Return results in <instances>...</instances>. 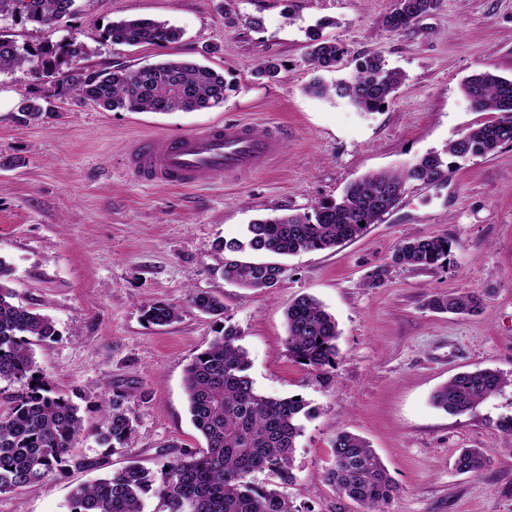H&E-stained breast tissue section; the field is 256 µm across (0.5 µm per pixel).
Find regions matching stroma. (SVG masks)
Returning a JSON list of instances; mask_svg holds the SVG:
<instances>
[{
  "label": "stroma",
  "mask_w": 512,
  "mask_h": 512,
  "mask_svg": "<svg viewBox=\"0 0 512 512\" xmlns=\"http://www.w3.org/2000/svg\"><path fill=\"white\" fill-rule=\"evenodd\" d=\"M77 12L54 29L6 21L19 44L76 41L86 56L75 67L120 64L132 69L164 58L188 59L232 83L224 103L197 112L106 111L59 92L45 123L14 115L25 97L47 85L30 68L0 75V256L14 267L18 302L49 315L53 341L34 358L48 381L80 407L86 433L73 443L68 467L39 489L0 494V512H69V496L104 472L138 461L159 472L170 457L204 441L191 423L184 372L222 326L238 331L256 389L299 396L301 418L292 472L280 485L253 473L257 488L280 489L297 512H357L325 481L332 441L345 429L365 438L400 493L388 512H512V385L475 412L451 415L430 396L457 373L493 369L512 378V143L490 156H447L450 140L468 127L497 120L475 111L463 80L490 70L512 78V0H442L408 27L383 18L391 0H76ZM120 18H148L182 30L166 48L105 41ZM337 42L342 63L326 81L350 77L369 54H381L404 82L391 103L364 112L347 100L307 93L314 74L305 59L313 37ZM277 78L258 76L265 60ZM247 121L281 126L285 152L243 180L217 176L178 188L142 182L128 149L154 135L198 133ZM434 152L445 157L443 179L411 184L397 207L350 242L323 251L244 261H276L282 275L271 290L225 280L224 244L243 239L258 216L309 213L336 199L353 180L402 168ZM448 236L443 264H393L403 239ZM380 284L371 285L375 270ZM218 297L224 313L203 314L190 290ZM483 292L482 313L455 317L424 307L430 293ZM307 294L336 319V368L322 375L289 356L285 309ZM153 303L179 308L168 326L149 323ZM131 390L135 431L129 446L109 449L89 430L96 402L113 388ZM487 449L480 474L454 468L458 449Z\"/></svg>",
  "instance_id": "stroma-1"
}]
</instances>
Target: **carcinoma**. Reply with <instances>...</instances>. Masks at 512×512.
Here are the masks:
<instances>
[{"instance_id":"obj_1","label":"carcinoma","mask_w":512,"mask_h":512,"mask_svg":"<svg viewBox=\"0 0 512 512\" xmlns=\"http://www.w3.org/2000/svg\"><path fill=\"white\" fill-rule=\"evenodd\" d=\"M75 0H0V21L25 19L55 27L75 13ZM441 5V0H392L385 23L392 29L409 25ZM114 43L160 48L176 43L180 29L151 19H120L107 29ZM87 54L73 42L48 46L38 52L0 32V74L36 64L39 74L80 100L107 111L193 112L224 103L232 84L210 67L187 60L164 59L129 70L70 69L67 59ZM343 48L335 42L313 40L306 61L314 71H333ZM402 72L387 67L378 53L366 56L347 80L331 85L317 78L307 87L316 96H336L361 110L387 104L402 84ZM464 95L478 112H501V119L476 124L448 143V156L484 157L512 142V79L489 70L469 76ZM53 114L51 95L24 99L18 107L21 123L42 122ZM444 174L441 158L429 153L398 172H381L347 185L340 199L320 204L313 213L282 214L247 225L245 241L224 243L237 253L248 247L275 255L321 251L360 236L367 225L396 206L392 192L405 193L413 182L433 183ZM365 225H360V222ZM452 240L445 236L413 237L400 241L393 252L395 264L432 267L447 260ZM224 278L243 288L266 290L277 285L282 268L273 263L224 259ZM13 266L0 256V380L18 382L21 390L8 412L0 414V493L32 489L45 484L71 458L73 441L85 431L79 407L54 389L38 369L33 346L57 336L53 319L16 301L10 288ZM199 311L220 316L224 303L207 292L190 294ZM428 308L452 314H472L485 308L484 294L465 290L433 294ZM147 321L170 325L179 310L154 303L145 311ZM289 356L301 366L326 373L336 366L339 336L335 318L315 298L301 295L286 309ZM238 332L223 326L207 349L185 370L184 384L191 421L206 447L188 451L166 463L161 481L135 463L78 486L71 494L69 512H145L153 496L163 512H296L277 490H258L251 474L268 470L282 483L294 479L292 455L300 436L301 417L310 410L303 399L273 398L257 391L248 369L246 351L237 344ZM512 379L482 369L457 374L431 397L435 407L449 414L475 411L488 397L511 385ZM127 390H115L98 404L100 421L94 430L99 444L109 448L129 444L134 431ZM334 465L326 482L340 495L360 506V512H387L398 487L380 457L362 437L339 429L333 441ZM488 463L487 449L463 448L455 459L461 474H478Z\"/></svg>"}]
</instances>
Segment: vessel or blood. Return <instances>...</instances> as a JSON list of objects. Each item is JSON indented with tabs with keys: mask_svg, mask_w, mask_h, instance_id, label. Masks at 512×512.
Instances as JSON below:
<instances>
[{
	"mask_svg": "<svg viewBox=\"0 0 512 512\" xmlns=\"http://www.w3.org/2000/svg\"><path fill=\"white\" fill-rule=\"evenodd\" d=\"M288 137L277 126L256 132L248 122L200 133L144 138L129 147L132 168L147 183L195 187L217 175L239 179L263 170Z\"/></svg>",
	"mask_w": 512,
	"mask_h": 512,
	"instance_id": "b4317fda",
	"label": "vessel or blood"
}]
</instances>
